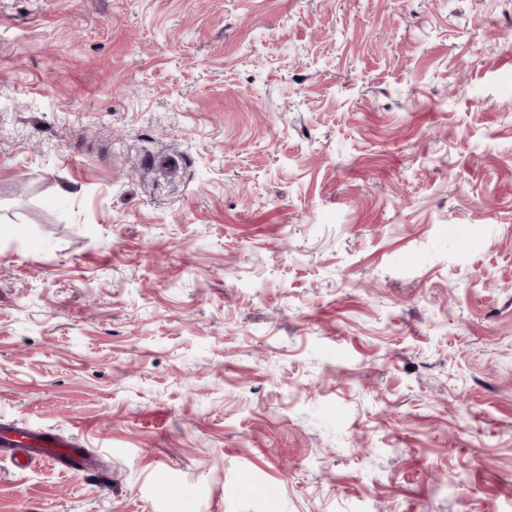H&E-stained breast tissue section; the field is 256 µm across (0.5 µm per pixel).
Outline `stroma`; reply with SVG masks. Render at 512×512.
Returning a JSON list of instances; mask_svg holds the SVG:
<instances>
[{
  "mask_svg": "<svg viewBox=\"0 0 512 512\" xmlns=\"http://www.w3.org/2000/svg\"><path fill=\"white\" fill-rule=\"evenodd\" d=\"M0 512H512V0H0ZM0 457L8 458L19 470L35 461L61 471H86L94 460L75 438L29 429L18 424H0Z\"/></svg>",
  "mask_w": 512,
  "mask_h": 512,
  "instance_id": "35a3bbf8",
  "label": "stroma"
}]
</instances>
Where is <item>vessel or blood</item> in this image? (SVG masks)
I'll use <instances>...</instances> for the list:
<instances>
[{
  "instance_id": "b4317fda",
  "label": "vessel or blood",
  "mask_w": 512,
  "mask_h": 512,
  "mask_svg": "<svg viewBox=\"0 0 512 512\" xmlns=\"http://www.w3.org/2000/svg\"><path fill=\"white\" fill-rule=\"evenodd\" d=\"M0 457L9 459L20 470L36 461L65 472L85 471L94 466L88 449L75 438L18 424H0Z\"/></svg>"
}]
</instances>
